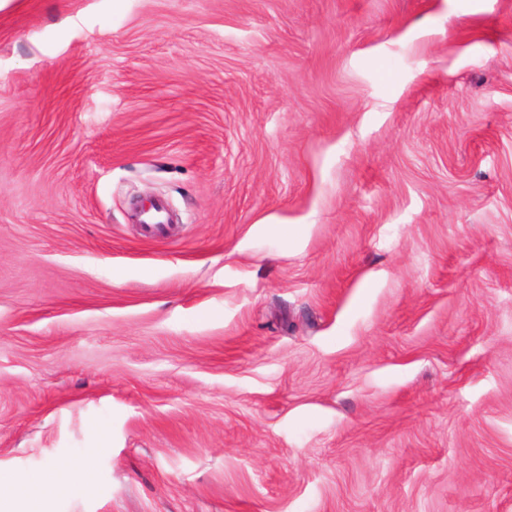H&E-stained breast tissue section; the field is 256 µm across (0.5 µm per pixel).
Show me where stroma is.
<instances>
[{
  "label": "stroma",
  "instance_id": "stroma-1",
  "mask_svg": "<svg viewBox=\"0 0 512 512\" xmlns=\"http://www.w3.org/2000/svg\"><path fill=\"white\" fill-rule=\"evenodd\" d=\"M85 459L45 512H512V0H0V473Z\"/></svg>",
  "mask_w": 512,
  "mask_h": 512
}]
</instances>
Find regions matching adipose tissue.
<instances>
[{
  "label": "adipose tissue",
  "mask_w": 512,
  "mask_h": 512,
  "mask_svg": "<svg viewBox=\"0 0 512 512\" xmlns=\"http://www.w3.org/2000/svg\"><path fill=\"white\" fill-rule=\"evenodd\" d=\"M89 462H76L69 466L51 464L40 472L27 475H0V499H14L19 507H28L37 493L51 486L74 493L84 488Z\"/></svg>",
  "instance_id": "obj_1"
}]
</instances>
